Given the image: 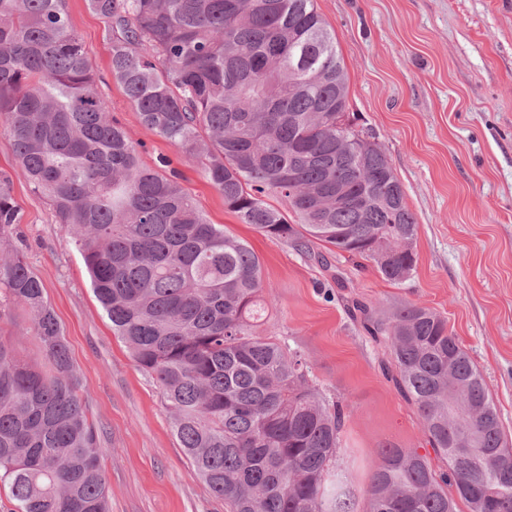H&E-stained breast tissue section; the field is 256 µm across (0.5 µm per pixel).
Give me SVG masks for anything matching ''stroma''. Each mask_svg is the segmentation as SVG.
Here are the masks:
<instances>
[{"label":"stroma","mask_w":512,"mask_h":512,"mask_svg":"<svg viewBox=\"0 0 512 512\" xmlns=\"http://www.w3.org/2000/svg\"><path fill=\"white\" fill-rule=\"evenodd\" d=\"M348 74L349 110L386 153L419 225L417 262L394 286L367 261L338 259L344 287L289 243L240 223L192 157L144 128L110 71L105 21L67 0L97 90L138 145L166 159L214 224L262 263L270 319L345 412L338 462L365 512L371 460L385 447L432 455L415 406L381 370L389 354L349 317L345 298L385 313L429 307L448 320L512 434V0H316ZM12 178L22 248L45 286L80 379L78 396L110 452L101 459L110 512H224L173 433L156 382L135 363L90 287L83 258L16 175L0 133V176Z\"/></svg>","instance_id":"obj_1"}]
</instances>
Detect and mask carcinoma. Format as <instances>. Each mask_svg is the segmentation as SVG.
I'll use <instances>...</instances> for the list:
<instances>
[{
	"instance_id": "carcinoma-1",
	"label": "carcinoma",
	"mask_w": 512,
	"mask_h": 512,
	"mask_svg": "<svg viewBox=\"0 0 512 512\" xmlns=\"http://www.w3.org/2000/svg\"><path fill=\"white\" fill-rule=\"evenodd\" d=\"M87 5L108 24L112 79L141 125L195 158L240 223L323 265L359 257L389 283L409 279L416 218L382 147L351 118L337 125L348 75L315 0ZM0 132L226 512H356L336 465L341 404L299 351L255 331L268 315L259 256L207 220L176 171L141 163L66 0H0ZM19 222L1 178L0 321L23 308L49 369L0 334V486L14 512H109L106 449L43 282L13 243ZM352 308L447 463L438 472L413 448L380 449L366 512H512V437L448 320L414 304L385 317Z\"/></svg>"
}]
</instances>
